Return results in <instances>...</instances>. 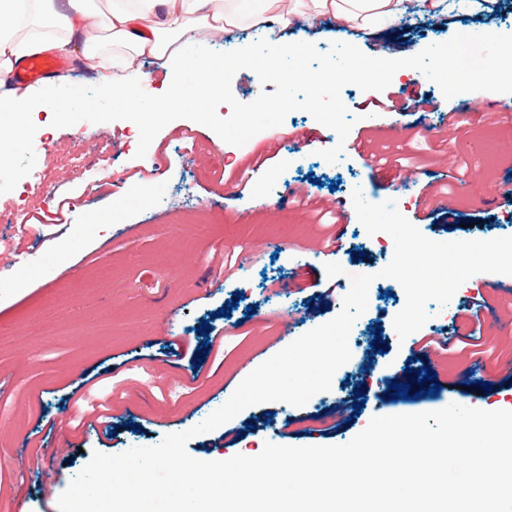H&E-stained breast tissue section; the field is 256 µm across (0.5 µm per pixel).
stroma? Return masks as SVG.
<instances>
[{
    "mask_svg": "<svg viewBox=\"0 0 512 512\" xmlns=\"http://www.w3.org/2000/svg\"><path fill=\"white\" fill-rule=\"evenodd\" d=\"M489 25L512 33V0H485L482 10L456 0L449 15L369 34L325 17L314 26L293 20L288 29L235 30L231 39L205 33L186 36V52L215 60L264 38L274 44L306 41L319 50L330 42L353 44L365 54L422 51L458 33ZM414 89L436 101L437 111L401 116L367 108L369 91L348 85L341 98L358 120L352 135L367 151L346 146L337 163L321 150L336 145L334 131L304 111L290 113L275 130H264L243 146L215 132H197L199 148L182 154V134L193 121L177 119L136 158L122 113L83 110L80 117L49 116L29 132L9 174L0 176V207L20 206L19 220L0 218V512H58L55 498L40 494L43 482L63 492L92 452L117 455L154 446L170 433L191 428L221 407L240 382L288 344L272 311L293 318L298 333L333 319L351 287L353 272L375 274L368 309L349 336L351 360L337 370L330 391L296 408L282 402L249 407L229 428L252 424L237 441L223 429L193 437L186 449L203 461L259 454L265 442L278 445H341L366 428L372 417L442 409L452 403L480 409L512 407V277L481 273L464 282L446 307L429 304L423 333L451 331L462 310H478L499 342L492 357L429 361L400 342L393 327L405 304L401 285L379 277L391 260L393 242H379L359 223L351 195L396 200L399 211L435 241L512 236V207L499 197L512 189V120L502 106L512 94L487 91L445 99L439 87L415 70L389 89ZM455 110L457 129L437 128L440 113ZM315 134L314 142L296 134ZM376 150L417 160L410 177L380 181L367 154ZM161 167V193L141 199L138 173ZM95 182L98 194L82 192ZM452 189L459 223H445L437 210L439 185ZM311 191L327 213L316 219L298 208L293 190ZM342 233L344 245L331 254L325 237ZM279 277L285 289L271 295L264 283ZM224 335L223 362L199 357L201 321ZM379 323L382 353L373 373L359 375L355 362L370 348L369 328ZM77 326L73 336L53 327ZM190 340L183 356L170 353L172 340ZM430 369L444 383L438 395L390 401L380 393L390 381L416 383ZM120 381L112 399L110 427L96 425L80 448L63 445L62 408L90 387ZM492 391L482 390L481 382ZM363 391L360 413L338 432L313 434L316 419L355 391ZM227 427V428H228ZM42 446L41 469L29 462Z\"/></svg>",
    "mask_w": 512,
    "mask_h": 512,
    "instance_id": "stroma-1",
    "label": "stroma"
}]
</instances>
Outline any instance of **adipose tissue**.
<instances>
[{"instance_id": "obj_1", "label": "adipose tissue", "mask_w": 512, "mask_h": 512, "mask_svg": "<svg viewBox=\"0 0 512 512\" xmlns=\"http://www.w3.org/2000/svg\"><path fill=\"white\" fill-rule=\"evenodd\" d=\"M405 0H296L292 12L282 0H0V84L7 82L26 57L55 52L94 69L112 64L126 79L120 97L131 128L141 135L161 122L175 105L193 109L201 100H218L224 87V68L210 57L185 54L178 44L191 29L220 35L233 29L260 25L288 27L292 18L314 22L331 16L351 28L381 32L394 27ZM144 57L164 60L166 79L151 99L139 93L149 74L138 62ZM235 65H253L258 73L278 71L284 86L304 82L319 87L325 74L282 68L281 62L243 48ZM193 72L191 86H184L186 72ZM0 112L11 114L13 128L0 127V171H7L12 155L9 145L22 142L40 113L69 115L68 105L55 104L44 89L28 87L0 97Z\"/></svg>"}]
</instances>
